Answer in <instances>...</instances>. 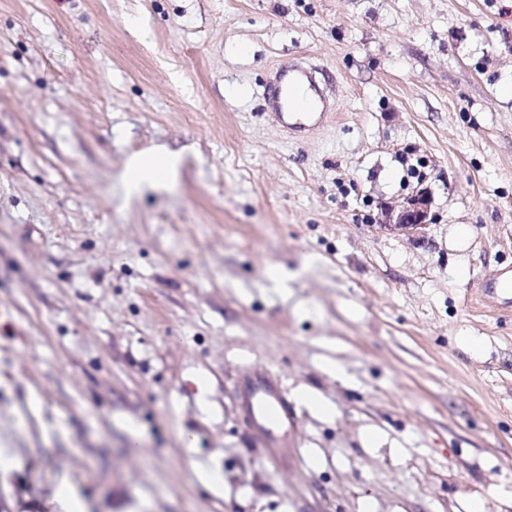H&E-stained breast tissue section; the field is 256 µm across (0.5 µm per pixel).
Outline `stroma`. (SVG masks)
Here are the masks:
<instances>
[{
    "mask_svg": "<svg viewBox=\"0 0 512 512\" xmlns=\"http://www.w3.org/2000/svg\"><path fill=\"white\" fill-rule=\"evenodd\" d=\"M292 62L335 86L301 138ZM510 85L512 0H0V512H512V309L469 288L512 267ZM278 82L280 88L277 89L270 108L274 111L273 116L281 127L293 133H302L312 127L320 126L333 116V112H315L324 100V96L312 73L306 68L296 66L282 69L278 74ZM291 86L304 87V94L287 102L283 95V103H281L279 94L282 91L285 93ZM174 163L170 156L143 154L131 158L125 169L127 191L135 193L146 185L158 183ZM431 199L420 191L407 199L404 206L398 210L385 211L384 227L404 233H413L430 224ZM242 404L250 423H262L268 431H276L264 442L267 459L273 465L288 463L292 454L288 444V430L295 422L292 403L283 394L280 385L266 372L249 371L245 377Z\"/></svg>",
    "mask_w": 512,
    "mask_h": 512,
    "instance_id": "stroma-1",
    "label": "stroma"
}]
</instances>
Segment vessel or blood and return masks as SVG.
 <instances>
[{
	"label": "vessel or blood",
	"mask_w": 512,
	"mask_h": 512,
	"mask_svg": "<svg viewBox=\"0 0 512 512\" xmlns=\"http://www.w3.org/2000/svg\"><path fill=\"white\" fill-rule=\"evenodd\" d=\"M278 82L284 87L300 86L301 96L270 104L274 117L281 127L293 133H302L327 121V113L319 109L324 96L312 73L301 66L282 69ZM242 404L249 422L262 423L272 435L264 443L269 462L275 465L287 463L291 451L288 430L295 422L292 403L283 394L280 385L266 372L253 370L245 377Z\"/></svg>",
	"instance_id": "1"
}]
</instances>
